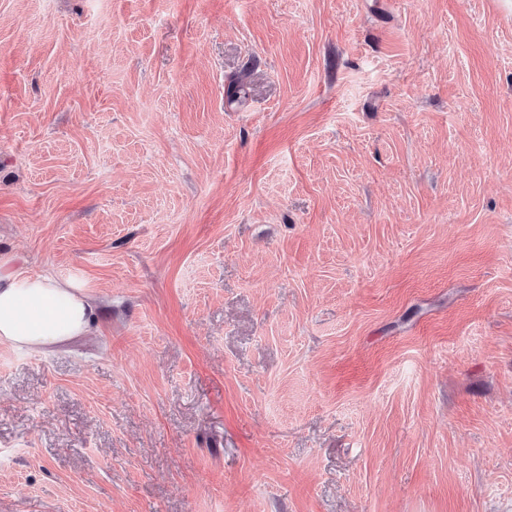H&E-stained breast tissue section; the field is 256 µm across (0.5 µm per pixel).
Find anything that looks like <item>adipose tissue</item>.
<instances>
[{"label": "adipose tissue", "mask_w": 512, "mask_h": 512, "mask_svg": "<svg viewBox=\"0 0 512 512\" xmlns=\"http://www.w3.org/2000/svg\"><path fill=\"white\" fill-rule=\"evenodd\" d=\"M94 305L70 282L25 275L0 261V342L40 349L87 332Z\"/></svg>", "instance_id": "ef3b65f1"}]
</instances>
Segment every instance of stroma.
Returning <instances> with one entry per match:
<instances>
[{"label": "stroma", "mask_w": 512, "mask_h": 512, "mask_svg": "<svg viewBox=\"0 0 512 512\" xmlns=\"http://www.w3.org/2000/svg\"><path fill=\"white\" fill-rule=\"evenodd\" d=\"M0 256V512H512L505 0H0ZM0 260V342L40 349L87 332L94 304L70 282L24 275Z\"/></svg>", "instance_id": "obj_1"}]
</instances>
